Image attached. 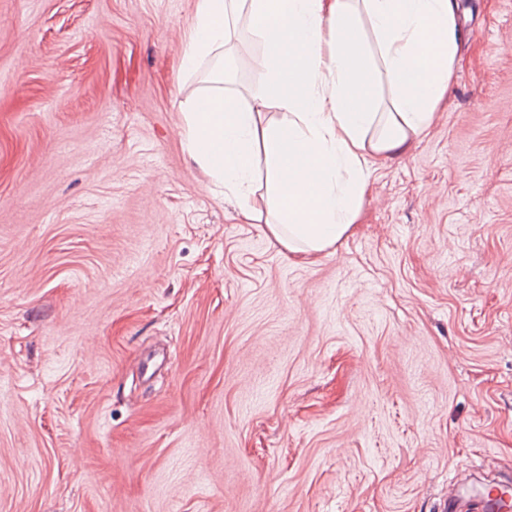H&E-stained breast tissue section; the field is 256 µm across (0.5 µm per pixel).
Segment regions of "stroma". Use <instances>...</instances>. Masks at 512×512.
I'll return each mask as SVG.
<instances>
[{"mask_svg":"<svg viewBox=\"0 0 512 512\" xmlns=\"http://www.w3.org/2000/svg\"><path fill=\"white\" fill-rule=\"evenodd\" d=\"M304 261L182 137L198 0H0V512H440L512 482V0ZM245 27L224 84L255 91ZM161 365L140 374V357Z\"/></svg>","mask_w":512,"mask_h":512,"instance_id":"35a3bbf8","label":"stroma"}]
</instances>
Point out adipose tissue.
I'll return each instance as SVG.
<instances>
[{
	"mask_svg": "<svg viewBox=\"0 0 512 512\" xmlns=\"http://www.w3.org/2000/svg\"><path fill=\"white\" fill-rule=\"evenodd\" d=\"M241 17L268 86L201 90L184 111L185 141L243 222L267 209L275 239L313 259L358 222L378 160L427 134L454 75L458 2L199 0L183 68L223 48ZM380 75L386 99L374 90Z\"/></svg>",
	"mask_w": 512,
	"mask_h": 512,
	"instance_id": "obj_1",
	"label": "adipose tissue"
}]
</instances>
